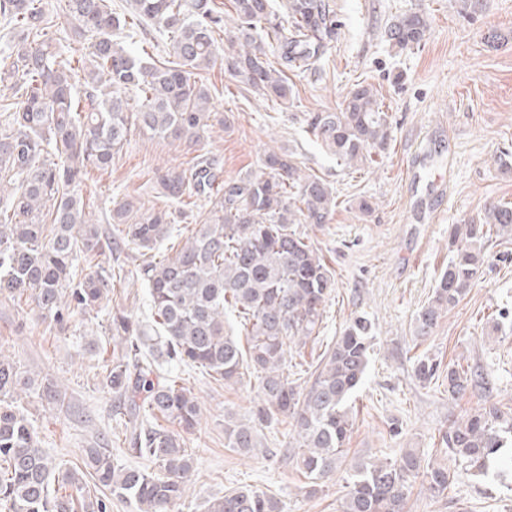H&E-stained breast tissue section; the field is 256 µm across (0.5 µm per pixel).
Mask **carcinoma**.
<instances>
[{
  "mask_svg": "<svg viewBox=\"0 0 512 512\" xmlns=\"http://www.w3.org/2000/svg\"><path fill=\"white\" fill-rule=\"evenodd\" d=\"M119 13L109 0H65L72 27L52 29L43 0H0V82L12 96L0 102V295L28 294L43 323L65 329L74 315L107 311L112 359L101 383L119 405L127 454L154 465L151 471L114 463L107 446L86 450L94 486L128 502L134 512H173L192 481L193 462L181 435L203 411L176 370L190 366L234 385L244 371L256 377L257 399L240 417L224 409V443L249 456L264 430L291 419L288 460L310 480L308 493L335 476L352 430L348 402L362 383L373 349L372 324L357 316L324 355L310 387L288 379V350L306 344L322 323L334 288L332 272L294 224L328 223L337 201L327 183L307 174L285 152H266L262 171L218 181L203 158L191 169L155 172L170 200L195 196L212 202L171 255L140 265L152 321L112 310L114 282L123 268L79 276L80 262L112 250L119 239L145 256L172 237L175 219L166 209L126 217L132 201L115 206L107 235L86 216L81 192L89 167L112 166L126 140L128 112L163 137L195 143L211 114V95L197 71L216 62V35L231 34L225 57L229 74L273 103L292 98L288 72L318 70L336 40L333 0H286V23L272 21L270 0H231L222 12L215 0H125ZM429 29L426 15L409 11L387 29L389 46L418 47ZM152 32L169 56L151 59L138 36ZM310 134L336 163L361 168L391 141L388 115L373 87L357 83L336 112H315ZM512 236V206L492 205L481 224H455L453 254L433 297L415 317V334L431 335L481 273L489 238ZM238 313L240 335L226 329L224 312ZM422 383L443 376L445 392L464 395L480 375L425 356L414 363ZM26 397L43 407L60 405L62 392L38 380L0 353V506L6 512H106L84 474L53 464L25 408ZM512 443V415L495 406L470 411L442 435L454 460L486 471ZM421 479L440 495L448 490V464L408 448L399 458L354 461L339 512H404L410 483ZM57 490H52V485ZM206 512H284L281 500L240 486L208 502Z\"/></svg>",
  "mask_w": 512,
  "mask_h": 512,
  "instance_id": "1",
  "label": "carcinoma"
}]
</instances>
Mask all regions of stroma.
Returning a JSON list of instances; mask_svg holds the SVG:
<instances>
[{
  "label": "stroma",
  "instance_id": "stroma-1",
  "mask_svg": "<svg viewBox=\"0 0 512 512\" xmlns=\"http://www.w3.org/2000/svg\"><path fill=\"white\" fill-rule=\"evenodd\" d=\"M337 40L315 73H291L295 95L274 105L246 90L216 61L200 71L212 96V114L200 143L163 138L130 123L112 166L89 169L83 194L98 222L113 206L134 200L130 222L143 211L175 208L176 224L201 222L212 208L205 200L174 205L154 181L158 170L190 168L199 155L215 158L219 179L258 173L269 148L291 153L294 162L322 178L334 191L328 224L297 225L336 280L317 338L292 349L294 374L307 385L350 319L365 316L375 326L368 371L356 391L349 458L386 460L416 448L438 457L441 437L465 412L493 405L512 411V237L491 240L479 282L440 319L431 336L414 334V317L427 304L448 265V227L480 223L489 204H512V170L496 163L512 152V40L491 44L489 30L512 31V0H484L473 20L456 12L455 0H335ZM407 11L426 13L430 28L421 47L401 53L385 30ZM372 85L389 115L392 140L370 167L337 166L305 133L309 114L333 111L354 84ZM376 204L361 213L360 199ZM142 258L121 249L83 262V272L124 266L128 280L113 307L147 319L149 306L136 272ZM77 320L66 330L47 328L24 298L0 296V352L23 370L57 382L61 407L31 406L43 449L57 462L85 468V451L109 437L118 463L123 452L112 421L113 397L103 390L99 367L112 352L106 336L96 349ZM438 356L488 374L489 392L449 398L441 381L419 384L416 358ZM186 386L199 398L203 419L185 433L194 462L193 480L175 512H204V502L226 489L249 486L278 497L288 512H338L345 493V469L308 495L304 475L286 462H272L264 450L243 457L224 446V412L245 414L257 395L255 378L226 385L187 367ZM146 467V460H138ZM452 481L436 495L413 480L405 512H512V474L490 464L477 476L464 464L449 463Z\"/></svg>",
  "mask_w": 512,
  "mask_h": 512
}]
</instances>
